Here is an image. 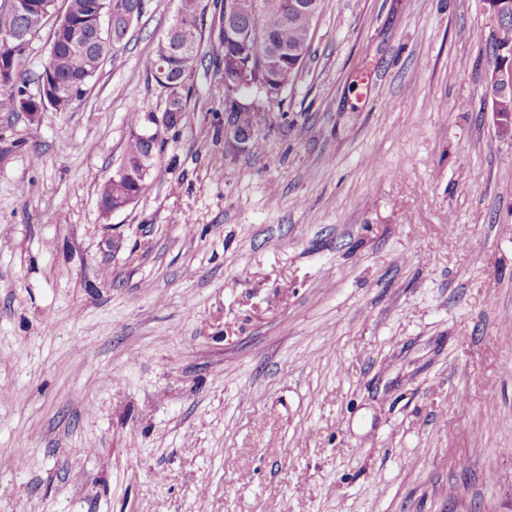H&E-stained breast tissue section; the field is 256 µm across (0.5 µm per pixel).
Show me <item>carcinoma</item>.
Wrapping results in <instances>:
<instances>
[{
    "label": "carcinoma",
    "mask_w": 512,
    "mask_h": 512,
    "mask_svg": "<svg viewBox=\"0 0 512 512\" xmlns=\"http://www.w3.org/2000/svg\"><path fill=\"white\" fill-rule=\"evenodd\" d=\"M234 26L224 35V40H209L214 53L212 61H224V83H232L241 68L250 66L264 68V80L269 84L265 100L273 102L281 95L280 87L294 80L310 52V33L318 14L321 0H298L301 7L292 5V0H275L279 17L267 19L258 11V0H234ZM99 0H66L71 17L82 21L93 13ZM209 0H179L176 17L190 31L204 26ZM144 11L142 0H112V43L100 44L87 32L76 36L71 31L59 34L57 61L52 72L46 74L45 82L52 86L47 103L31 102L27 112L31 117L52 108L57 112L69 110L77 99L74 88L87 83L99 70L98 58L114 51L126 38L133 22L139 20ZM24 18L18 13L0 12V58L9 63L0 67V112L17 111L16 95L21 94L40 75L31 74L26 68ZM199 47L190 53L179 50L176 38L165 29L157 36L151 56L145 59L146 69L153 76L166 97L174 99L166 128H177L190 119L192 109L187 104L189 82L197 65ZM487 90L492 96V112L508 117L512 115V94L504 95L493 82ZM133 128L126 141L122 164L139 166V161L150 155V166H156L164 140L160 136L149 140L137 134L141 115L133 109ZM147 177L137 180L120 179L105 181L99 187V198L112 205H122L134 196L139 197L145 189Z\"/></svg>",
    "instance_id": "cac0c4a2"
}]
</instances>
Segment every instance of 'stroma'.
I'll use <instances>...</instances> for the list:
<instances>
[{
    "instance_id": "stroma-1",
    "label": "stroma",
    "mask_w": 512,
    "mask_h": 512,
    "mask_svg": "<svg viewBox=\"0 0 512 512\" xmlns=\"http://www.w3.org/2000/svg\"><path fill=\"white\" fill-rule=\"evenodd\" d=\"M144 12L71 109L0 112V512H512V135L487 0H321L224 139L191 119L102 218ZM259 112V108L255 106L252 110L245 109L238 112H234L235 114V122L239 126V129L234 127L232 124L227 123L225 121L224 115V132L226 135L233 134L238 140L243 144H247L251 138L254 136L253 128L256 125V113ZM247 129V130H245ZM244 130V131H241ZM251 130V131H248ZM152 170L144 177L137 175L138 183L133 179L126 178L117 181L112 180V182L104 181L99 187V200L104 202L112 200V206H117L126 203L131 196L137 199L145 189Z\"/></svg>"
}]
</instances>
